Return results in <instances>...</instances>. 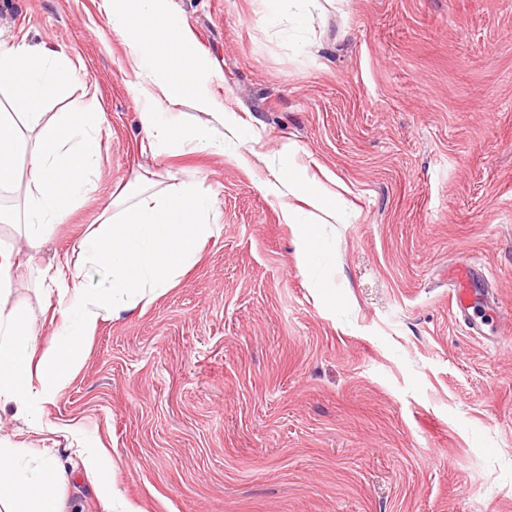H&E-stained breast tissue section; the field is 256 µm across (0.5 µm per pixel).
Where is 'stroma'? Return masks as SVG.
<instances>
[{"label": "stroma", "instance_id": "35a3bbf8", "mask_svg": "<svg viewBox=\"0 0 512 512\" xmlns=\"http://www.w3.org/2000/svg\"><path fill=\"white\" fill-rule=\"evenodd\" d=\"M104 0H0V42L47 41L75 75L51 102L103 108L96 189L17 270L11 304L48 343L37 272L75 258L114 194L196 182L220 236L147 309L100 323L65 387L0 442L70 474L61 512H512V0H168L210 66L212 110L245 138L144 142L143 98ZM341 193L312 244L267 187L285 170ZM481 264L488 334L455 321L449 259ZM111 463L112 497L82 466Z\"/></svg>", "mask_w": 512, "mask_h": 512}]
</instances>
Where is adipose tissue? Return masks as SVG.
<instances>
[{"instance_id":"obj_1","label":"adipose tissue","mask_w":512,"mask_h":512,"mask_svg":"<svg viewBox=\"0 0 512 512\" xmlns=\"http://www.w3.org/2000/svg\"><path fill=\"white\" fill-rule=\"evenodd\" d=\"M73 76L69 63L45 46L0 43V92L8 93L10 106L0 113V190L26 184L21 206L0 207V223L23 225L32 248L94 187L105 123L96 101L78 99L45 112ZM287 179L289 193L304 196L309 209L284 205L283 218L311 241L316 221L339 219L343 199L296 174ZM216 218L214 197L191 184L175 193L144 184L114 197L81 239L78 262L59 264L49 276L63 318L55 340L43 348L24 315L9 306L21 254L1 246L0 408L22 414L39 394L62 389L78 365L80 342L100 322L150 305L172 287L197 262L202 243L220 232ZM88 269L100 277L92 291L82 283ZM20 455L19 448L0 444V512H59L54 490L66 481L65 470L46 457L31 471L21 466Z\"/></svg>"}]
</instances>
